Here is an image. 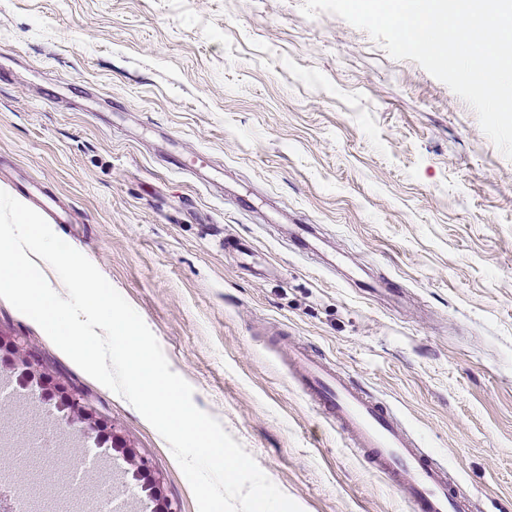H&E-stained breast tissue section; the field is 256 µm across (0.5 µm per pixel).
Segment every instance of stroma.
Masks as SVG:
<instances>
[{
  "instance_id": "stroma-1",
  "label": "stroma",
  "mask_w": 512,
  "mask_h": 512,
  "mask_svg": "<svg viewBox=\"0 0 512 512\" xmlns=\"http://www.w3.org/2000/svg\"><path fill=\"white\" fill-rule=\"evenodd\" d=\"M304 2L0 0V186L57 200L54 232L303 512L410 504L307 403L296 344L384 401L474 512H512V160L417 62ZM188 152L208 165L177 168ZM21 352L51 399L20 388ZM2 380L9 512H100L103 488L198 512L162 436L0 298ZM73 396L96 437L58 427Z\"/></svg>"
}]
</instances>
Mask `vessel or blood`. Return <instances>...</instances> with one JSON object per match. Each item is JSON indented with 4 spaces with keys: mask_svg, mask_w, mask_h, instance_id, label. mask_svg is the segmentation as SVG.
Segmentation results:
<instances>
[{
    "mask_svg": "<svg viewBox=\"0 0 512 512\" xmlns=\"http://www.w3.org/2000/svg\"><path fill=\"white\" fill-rule=\"evenodd\" d=\"M288 363L306 398L337 424L369 469L403 488L412 512H467L469 501L447 466L421 447L389 407L307 349L293 350Z\"/></svg>",
    "mask_w": 512,
    "mask_h": 512,
    "instance_id": "vessel-or-blood-1",
    "label": "vessel or blood"
}]
</instances>
